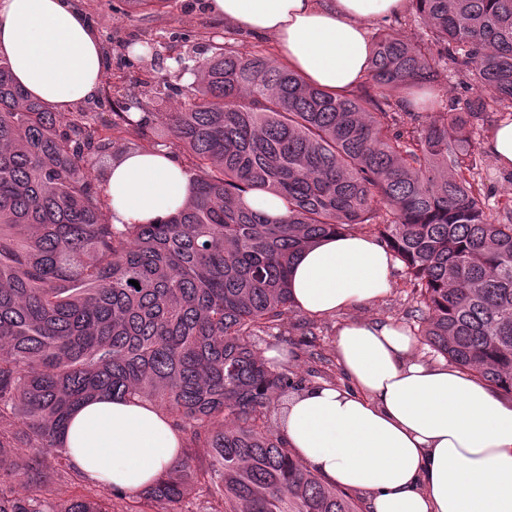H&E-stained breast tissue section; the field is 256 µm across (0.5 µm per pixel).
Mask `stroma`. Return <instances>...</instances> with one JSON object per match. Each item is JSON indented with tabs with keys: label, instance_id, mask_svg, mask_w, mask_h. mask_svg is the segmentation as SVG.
I'll return each mask as SVG.
<instances>
[{
	"label": "stroma",
	"instance_id": "1",
	"mask_svg": "<svg viewBox=\"0 0 512 512\" xmlns=\"http://www.w3.org/2000/svg\"><path fill=\"white\" fill-rule=\"evenodd\" d=\"M199 0H171L165 13L132 10L127 0H80L89 23L99 32L102 45L109 47L108 69L104 84L112 88L113 99L139 102L146 112H172L188 102L195 77L173 67L177 55H195L203 61L213 53L215 43L247 53L268 48L265 38H254L235 30L199 7ZM154 40L155 52L142 54L135 43ZM168 81L171 89L165 100L154 96L157 82ZM488 126L475 129L472 140L478 169L487 184L496 190L487 205L499 211L508 202L503 190L512 183V171L498 166L484 144ZM415 302L404 284V267L396 265L390 291L368 306L342 312L315 321L313 333L300 335L291 330L288 349L294 352V370L312 382L345 384L337 363L334 341L339 325L353 319H381L416 330L412 315Z\"/></svg>",
	"mask_w": 512,
	"mask_h": 512
}]
</instances>
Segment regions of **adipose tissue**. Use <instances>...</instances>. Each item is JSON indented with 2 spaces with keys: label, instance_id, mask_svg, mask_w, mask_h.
<instances>
[{
  "label": "adipose tissue",
  "instance_id": "ef3b65f1",
  "mask_svg": "<svg viewBox=\"0 0 512 512\" xmlns=\"http://www.w3.org/2000/svg\"><path fill=\"white\" fill-rule=\"evenodd\" d=\"M238 31L273 39L275 57L317 86L345 92L368 74L370 27L407 0H205ZM0 56L27 94L57 112L97 99L107 59L78 0H0ZM116 224H163L192 183L163 151L114 160L102 185ZM396 259L363 235L322 238L295 261L292 299L321 319L388 293ZM348 383H317L288 400L280 431L309 470L366 496L369 512H512V402L476 376L419 352L397 324L341 325ZM90 481L135 492L180 457L181 435L150 404L100 396L61 436Z\"/></svg>",
  "mask_w": 512,
  "mask_h": 512
}]
</instances>
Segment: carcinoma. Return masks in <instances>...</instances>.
<instances>
[{
    "mask_svg": "<svg viewBox=\"0 0 512 512\" xmlns=\"http://www.w3.org/2000/svg\"><path fill=\"white\" fill-rule=\"evenodd\" d=\"M411 7L425 38L376 36L347 93L217 45L181 110L126 103L98 124L31 99L0 59V512L127 497L79 477L61 441L102 394L147 401L185 435L126 512H178L196 489L204 512H366L289 448L272 417L302 379L259 348L288 335L301 251L356 227L404 264L426 344L512 396V210L486 211L470 138L512 108V0ZM448 62L471 95L422 121L405 103ZM131 128L152 148L162 128L188 155L193 195L164 224L111 223L106 168L85 179ZM247 190L282 198L286 217L246 207Z\"/></svg>",
    "mask_w": 512,
    "mask_h": 512,
    "instance_id": "obj_1",
    "label": "carcinoma"
}]
</instances>
